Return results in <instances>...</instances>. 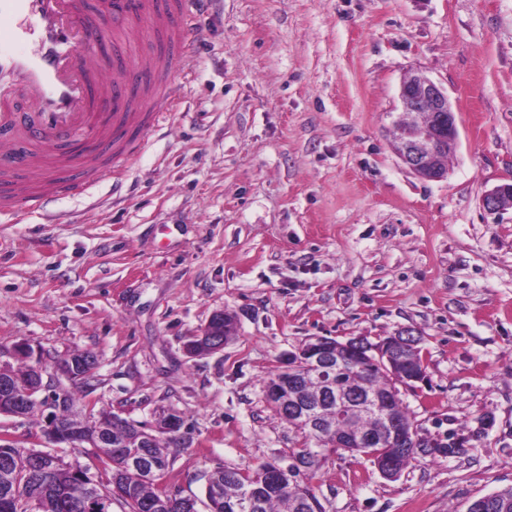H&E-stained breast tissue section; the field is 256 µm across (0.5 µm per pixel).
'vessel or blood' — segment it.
Here are the masks:
<instances>
[{
  "instance_id": "obj_1",
  "label": "vessel or blood",
  "mask_w": 512,
  "mask_h": 512,
  "mask_svg": "<svg viewBox=\"0 0 512 512\" xmlns=\"http://www.w3.org/2000/svg\"><path fill=\"white\" fill-rule=\"evenodd\" d=\"M195 0H112L111 26H93L85 0H0V80L20 78L36 103L38 122L29 126L13 116V103L0 97V141L19 144L20 167L0 166V210L23 216L70 195L56 175L57 165H79L87 176L122 161L121 131L144 121L130 111L144 84L165 71V52L140 60L139 74L121 65L103 73L85 46L97 37L147 38L166 49H186L201 31ZM40 173L37 193L16 188L18 169Z\"/></svg>"
}]
</instances>
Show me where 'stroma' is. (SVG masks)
Listing matches in <instances>:
<instances>
[{
    "label": "stroma",
    "mask_w": 512,
    "mask_h": 512,
    "mask_svg": "<svg viewBox=\"0 0 512 512\" xmlns=\"http://www.w3.org/2000/svg\"><path fill=\"white\" fill-rule=\"evenodd\" d=\"M202 37L141 146L50 211L0 213V350L97 358V406L185 420L166 475L204 501L205 477L275 461L301 434L265 380L314 336L419 341L428 381L401 389L421 435L396 478L370 458H322L325 512H465L512 486V0H205ZM441 83L459 144L422 182L392 148L398 88ZM237 334L183 346L213 313ZM482 206L490 214L512 209V182H504L484 192Z\"/></svg>",
    "instance_id": "obj_1"
}]
</instances>
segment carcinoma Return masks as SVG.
<instances>
[{
  "instance_id": "1",
  "label": "carcinoma",
  "mask_w": 512,
  "mask_h": 512,
  "mask_svg": "<svg viewBox=\"0 0 512 512\" xmlns=\"http://www.w3.org/2000/svg\"><path fill=\"white\" fill-rule=\"evenodd\" d=\"M398 363L395 371L406 374L425 369L421 350L412 346L395 355ZM294 371L303 383V396L319 407L325 423L324 433L314 439L315 447L308 446L309 436H304L302 446L293 449L290 472L283 476V484L268 480L265 466L242 472L238 469H224L214 472L205 489V497L214 507V512H236L234 501L250 490L257 497L258 506L254 512H324L323 506L313 489L299 478V473L317 467L315 457L322 452H340L336 448L333 429L340 431L352 429L371 430L375 426L371 411L361 409L359 403L352 404L351 415L339 419L336 406L344 402V397L358 391L366 395L379 394L392 398L396 407L398 422L407 427L414 426L408 412L395 392L397 385L392 383L390 367L376 365L364 358L351 355L343 359L341 369L335 378L343 396L336 397V388L328 387L309 373L305 365L294 366ZM138 430L135 424L127 421L112 424L110 448H102L103 457L112 462V469L117 470L124 462L126 453L137 449L141 453L163 463L164 469L152 480L131 478L118 495L130 512H189L188 501L179 493L172 491L168 485H158L164 479L166 469L170 467L168 448L179 444L178 434L162 438L150 446L138 445ZM61 464L44 470L34 456L23 450L12 454L0 455V493L18 489L29 495L48 492L59 501L52 512H87L84 506V488L73 472V463L58 457ZM466 512H512V487L493 492L469 503Z\"/></svg>"
}]
</instances>
